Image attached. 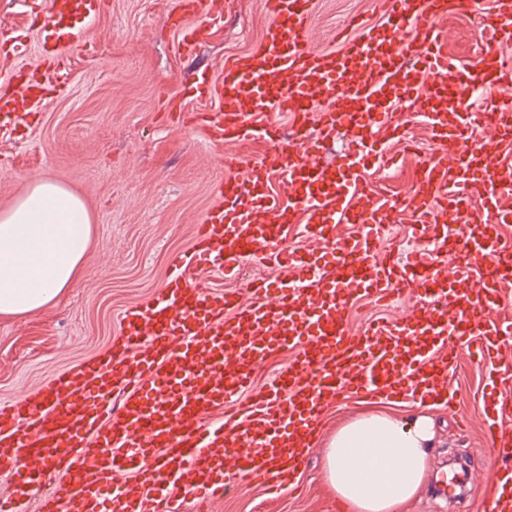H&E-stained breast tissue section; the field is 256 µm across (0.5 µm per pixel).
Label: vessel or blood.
Wrapping results in <instances>:
<instances>
[{
    "label": "vessel or blood",
    "instance_id": "1",
    "mask_svg": "<svg viewBox=\"0 0 512 512\" xmlns=\"http://www.w3.org/2000/svg\"><path fill=\"white\" fill-rule=\"evenodd\" d=\"M319 0H267L269 20L250 51L224 59L220 76L200 74L199 97L214 101L193 121L213 144L261 142L260 162L221 160L225 179L188 249L169 258L152 299L127 307L105 355L52 377L38 390L0 403V474L12 490L0 512H29L43 489L41 512H177L175 495L205 503L246 481L278 493L291 488L318 440L325 412L347 393L412 396L455 405L448 382L457 352L479 337L495 366L512 322L496 319L498 283L512 274V0H376L381 24L352 18L336 45L311 37ZM104 0H50L43 44L24 77L0 75V116L25 124L58 90L66 63L84 41V20ZM465 8L482 24L480 52L466 66L440 48L448 14ZM224 0H179V53H191ZM411 101L400 121L394 108ZM286 116L287 127L267 115ZM430 127L433 147L412 195H377L367 167L394 158L382 138L405 124ZM352 149L324 153L337 131ZM284 173L283 195L273 194ZM433 233L440 253L402 264L378 256L383 225L395 213ZM305 225L317 256L286 258L285 225ZM352 224L337 240L333 227ZM474 225L461 235L460 225ZM285 266L275 280H252L245 294L194 281L204 271L234 278L249 260ZM421 306L396 320L349 327L360 297L379 303L405 291ZM448 353H441V346ZM293 357L253 390L256 367L285 349ZM490 377L483 396L485 430L499 461L489 512H512V397Z\"/></svg>",
    "mask_w": 512,
    "mask_h": 512
}]
</instances>
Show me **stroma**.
I'll use <instances>...</instances> for the list:
<instances>
[{
    "label": "stroma",
    "mask_w": 512,
    "mask_h": 512,
    "mask_svg": "<svg viewBox=\"0 0 512 512\" xmlns=\"http://www.w3.org/2000/svg\"><path fill=\"white\" fill-rule=\"evenodd\" d=\"M48 0H0V29L20 36L0 51V72L32 63L44 36ZM173 0H106L86 27L83 47L68 63L65 92L25 126L0 120V212L23 196L35 178L55 180L78 195L93 219V238L78 279L58 303L33 314L0 316V402L39 389L57 373L102 355L120 331V314L154 295L168 275V257L187 249L215 200L225 171L224 146L208 143L191 115L215 105L193 96L203 70L220 75L225 56L255 46L268 17L265 0H229L208 22L195 56H181L169 20ZM375 20L373 0H320L312 34L331 45L345 17ZM441 42L450 61L463 66L475 54L481 27L470 14L449 15ZM413 142L390 140L403 196L416 182L431 145L427 128ZM487 373L462 355L453 387L455 411L431 408L439 444L415 498L404 512H483L492 487V460L482 431ZM383 408L410 416L412 398L379 402L355 394L323 418L320 437L343 422ZM323 448H311L298 474V490L268 499L257 484L239 486L209 512H344L322 469Z\"/></svg>",
    "instance_id": "35a3bbf8"
}]
</instances>
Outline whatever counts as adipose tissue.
Segmentation results:
<instances>
[{"mask_svg":"<svg viewBox=\"0 0 512 512\" xmlns=\"http://www.w3.org/2000/svg\"><path fill=\"white\" fill-rule=\"evenodd\" d=\"M91 241L84 202L43 179L0 212V315L55 304L77 276ZM438 442L427 411L411 417L363 414L340 426L324 450L328 487L349 512H402L414 498Z\"/></svg>","mask_w":512,"mask_h":512,"instance_id":"obj_1","label":"adipose tissue"}]
</instances>
